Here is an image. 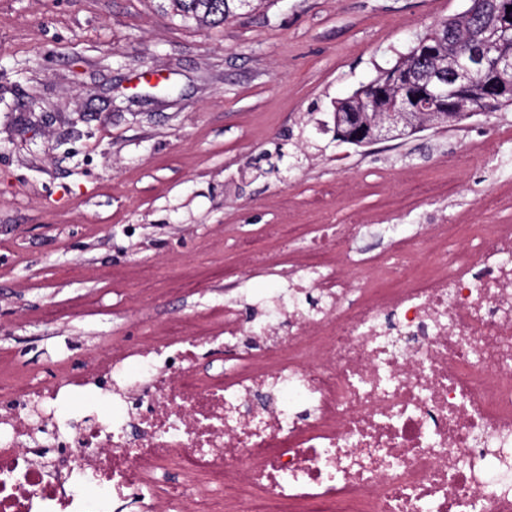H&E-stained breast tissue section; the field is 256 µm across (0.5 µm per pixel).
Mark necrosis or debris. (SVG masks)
<instances>
[{
  "label": "necrosis or debris",
  "instance_id": "1",
  "mask_svg": "<svg viewBox=\"0 0 512 512\" xmlns=\"http://www.w3.org/2000/svg\"><path fill=\"white\" fill-rule=\"evenodd\" d=\"M360 230L225 239L281 322L228 301L48 383L0 367V512H512V224L358 260ZM274 283L275 277L267 274H256L248 278L245 287L248 288V296L237 303L239 316L244 323L257 313L256 308L253 307L256 302L262 301L267 306L275 305Z\"/></svg>",
  "mask_w": 512,
  "mask_h": 512
}]
</instances>
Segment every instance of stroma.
<instances>
[{"instance_id":"35a3bbf8","label":"stroma","mask_w":512,"mask_h":512,"mask_svg":"<svg viewBox=\"0 0 512 512\" xmlns=\"http://www.w3.org/2000/svg\"><path fill=\"white\" fill-rule=\"evenodd\" d=\"M467 0H264L209 28L168 0H0V355L47 376L101 336L224 300V233L268 224H512V106L358 148L336 99ZM503 141L496 164L482 145ZM198 284L170 291L183 262ZM156 269L145 298L112 271Z\"/></svg>"}]
</instances>
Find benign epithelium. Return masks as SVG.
Wrapping results in <instances>:
<instances>
[{
    "mask_svg": "<svg viewBox=\"0 0 512 512\" xmlns=\"http://www.w3.org/2000/svg\"><path fill=\"white\" fill-rule=\"evenodd\" d=\"M484 57L477 50L462 58L448 54V66L425 75L421 81L407 79L399 91L395 107L378 116L370 112L333 113L335 139L366 146L382 141L403 139L424 129L456 125L454 112H465L471 97L464 89L483 73ZM496 79L492 80L499 95L512 93V51L500 50L496 58Z\"/></svg>",
    "mask_w": 512,
    "mask_h": 512,
    "instance_id": "7a95c632",
    "label": "benign epithelium"
}]
</instances>
